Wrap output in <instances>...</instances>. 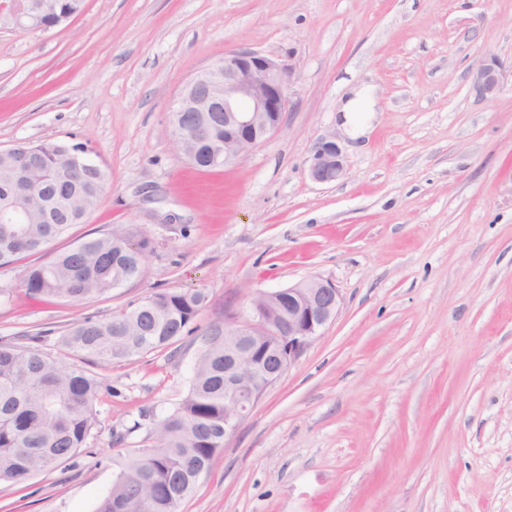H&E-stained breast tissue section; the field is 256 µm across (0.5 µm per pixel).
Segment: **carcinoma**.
Returning <instances> with one entry per match:
<instances>
[{"instance_id":"cac0c4a2","label":"carcinoma","mask_w":512,"mask_h":512,"mask_svg":"<svg viewBox=\"0 0 512 512\" xmlns=\"http://www.w3.org/2000/svg\"><path fill=\"white\" fill-rule=\"evenodd\" d=\"M202 140L183 119L177 147L200 169L224 166V123L216 113ZM106 172L81 166L58 143L20 145L0 159V206L31 210L27 224L0 223V266L35 255L81 223L96 206ZM150 239L135 225L77 244L51 261L26 268L21 280L34 300L99 296L144 272ZM208 296L202 291L155 292L107 319L87 318L60 336L76 356L103 362L167 349L191 332ZM39 335L0 340V482L20 484L52 470L83 447L93 424L100 378L66 365L36 346ZM153 445L135 460L96 512H178L224 450V322L202 335L186 397L153 432Z\"/></svg>"}]
</instances>
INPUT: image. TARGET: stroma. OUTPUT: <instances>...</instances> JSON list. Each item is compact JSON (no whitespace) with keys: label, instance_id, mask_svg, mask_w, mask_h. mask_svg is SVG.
Instances as JSON below:
<instances>
[{"label":"stroma","instance_id":"obj_1","mask_svg":"<svg viewBox=\"0 0 512 512\" xmlns=\"http://www.w3.org/2000/svg\"><path fill=\"white\" fill-rule=\"evenodd\" d=\"M291 71L281 130L234 165L173 143L187 82L239 48ZM497 59L483 101L469 72ZM378 114L341 128L352 89ZM332 137L344 174L308 175ZM83 144L108 181L47 262L112 228L153 252L109 293L46 306L0 267V338L47 331L157 291L207 294L191 335L104 363L84 448L0 512H95L186 395L208 326L252 294L330 278L335 319L269 386L179 512H512V0H84L46 31L0 29V149Z\"/></svg>","mask_w":512,"mask_h":512}]
</instances>
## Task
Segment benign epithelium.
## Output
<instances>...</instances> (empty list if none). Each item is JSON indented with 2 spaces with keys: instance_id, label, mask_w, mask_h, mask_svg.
I'll return each mask as SVG.
<instances>
[{
  "instance_id": "1",
  "label": "benign epithelium",
  "mask_w": 512,
  "mask_h": 512,
  "mask_svg": "<svg viewBox=\"0 0 512 512\" xmlns=\"http://www.w3.org/2000/svg\"><path fill=\"white\" fill-rule=\"evenodd\" d=\"M53 0H0V27L49 29L68 19L53 14ZM470 86L484 100L501 89L496 61L470 71ZM285 68L250 49H239L197 73L184 87L175 111L224 113V164L269 140L288 107ZM309 176L318 183L339 180L342 151L323 139L310 158ZM341 294L328 278L314 277L287 288L255 292L244 311L224 316V437H230L263 392L289 369L311 341L336 317Z\"/></svg>"
}]
</instances>
